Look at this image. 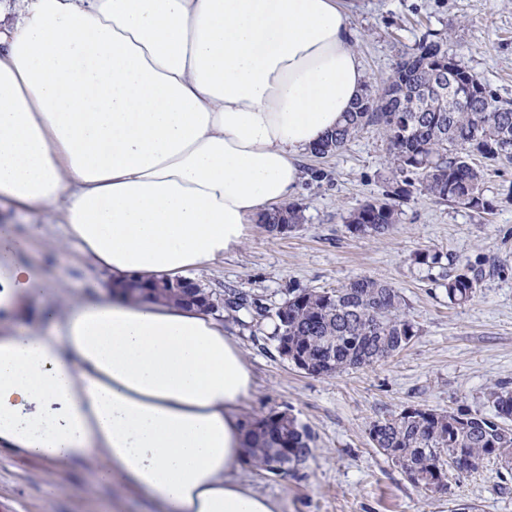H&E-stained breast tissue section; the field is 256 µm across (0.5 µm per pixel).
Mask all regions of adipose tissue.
Here are the masks:
<instances>
[{
	"label": "adipose tissue",
	"instance_id": "obj_1",
	"mask_svg": "<svg viewBox=\"0 0 512 512\" xmlns=\"http://www.w3.org/2000/svg\"><path fill=\"white\" fill-rule=\"evenodd\" d=\"M0 0V200L109 277L47 305L0 226V449L90 458L163 512H282L239 477L252 376L204 310L130 299L240 245L368 77L344 0Z\"/></svg>",
	"mask_w": 512,
	"mask_h": 512
}]
</instances>
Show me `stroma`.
I'll return each instance as SVG.
<instances>
[{
	"label": "stroma",
	"instance_id": "stroma-1",
	"mask_svg": "<svg viewBox=\"0 0 512 512\" xmlns=\"http://www.w3.org/2000/svg\"><path fill=\"white\" fill-rule=\"evenodd\" d=\"M354 47L371 87L423 36L440 33L455 56L497 97L512 101V0H356ZM292 203L304 221L281 234L248 226L243 242L193 273L215 295L237 290L275 311L291 292L323 291L362 277L386 281L405 297L419 328L406 349L374 365L314 376L283 361L266 326L247 312H219L253 377L240 404L249 419L288 410L311 433V455L298 470L274 475L242 463L240 477L281 500L284 512H512V475L494 463L448 473V492L415 487L370 444L382 416L420 405L491 414L489 388L512 382V164L488 167L478 213L411 191L398 221L381 236L347 228L350 212L382 198L398 175L383 131L364 129L341 152L303 159ZM29 235L24 261L43 271L67 302L106 287L103 275L73 248H59L36 215L0 204ZM447 256L448 272L482 263L491 273L475 297L449 303L443 287L415 263L418 252ZM94 461L49 466L0 451V512H159L122 485L101 483Z\"/></svg>",
	"mask_w": 512,
	"mask_h": 512
}]
</instances>
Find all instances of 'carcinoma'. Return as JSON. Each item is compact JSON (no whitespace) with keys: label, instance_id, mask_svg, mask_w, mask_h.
I'll use <instances>...</instances> for the list:
<instances>
[{"label":"carcinoma","instance_id":"carcinoma-1","mask_svg":"<svg viewBox=\"0 0 512 512\" xmlns=\"http://www.w3.org/2000/svg\"><path fill=\"white\" fill-rule=\"evenodd\" d=\"M457 66L453 93L459 106L448 107V95L425 96L420 89L448 64ZM479 79L448 54L444 41L433 34L423 37L412 51L401 56L386 85L406 88L402 100L387 101L365 87L354 111L344 123L315 148L318 155L345 149L367 127H380L401 185L384 198L354 210L347 220L354 233L382 235L397 222L396 200L409 188L476 212L488 210L484 197V169L475 164L512 163V102L501 101ZM300 210L281 206L267 213L261 223L269 232L281 233L301 223ZM485 272L473 265L448 276L442 283L448 301L460 304L475 297ZM149 294L173 304L187 302L182 282L151 288ZM407 303L392 285L363 277L330 291L291 293L274 313L270 339L288 349L311 375L332 376L349 369L371 366L405 349L418 327L405 312ZM224 310L262 315L266 309L251 296L230 292ZM490 417L459 408L439 411L417 407L413 411L383 416L369 429L376 430L371 444L408 480L427 492L437 484L448 487V455L454 454L478 469L494 460L498 470L512 474V387L489 388ZM249 444L246 459L253 467L272 472L278 463L293 470L310 455V434L286 411L271 410L246 421Z\"/></svg>","mask_w":512,"mask_h":512}]
</instances>
